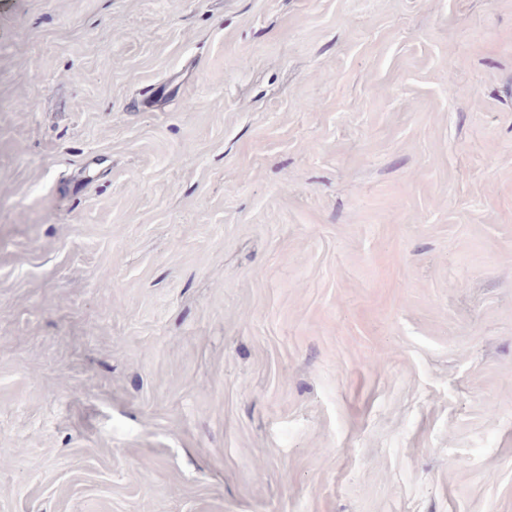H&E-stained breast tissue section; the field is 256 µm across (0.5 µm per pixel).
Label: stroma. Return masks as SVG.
I'll use <instances>...</instances> for the list:
<instances>
[{"instance_id": "35a3bbf8", "label": "stroma", "mask_w": 512, "mask_h": 512, "mask_svg": "<svg viewBox=\"0 0 512 512\" xmlns=\"http://www.w3.org/2000/svg\"><path fill=\"white\" fill-rule=\"evenodd\" d=\"M0 512H512V0H0Z\"/></svg>"}]
</instances>
